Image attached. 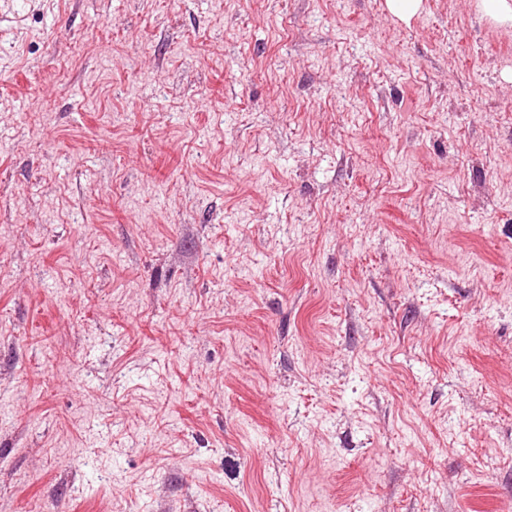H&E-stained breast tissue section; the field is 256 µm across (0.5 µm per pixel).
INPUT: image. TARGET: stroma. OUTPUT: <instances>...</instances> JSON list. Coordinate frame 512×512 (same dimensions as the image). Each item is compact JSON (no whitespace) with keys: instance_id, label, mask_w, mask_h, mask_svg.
Returning <instances> with one entry per match:
<instances>
[{"instance_id":"35a3bbf8","label":"stroma","mask_w":512,"mask_h":512,"mask_svg":"<svg viewBox=\"0 0 512 512\" xmlns=\"http://www.w3.org/2000/svg\"><path fill=\"white\" fill-rule=\"evenodd\" d=\"M0 512H512V27L0 0Z\"/></svg>"}]
</instances>
